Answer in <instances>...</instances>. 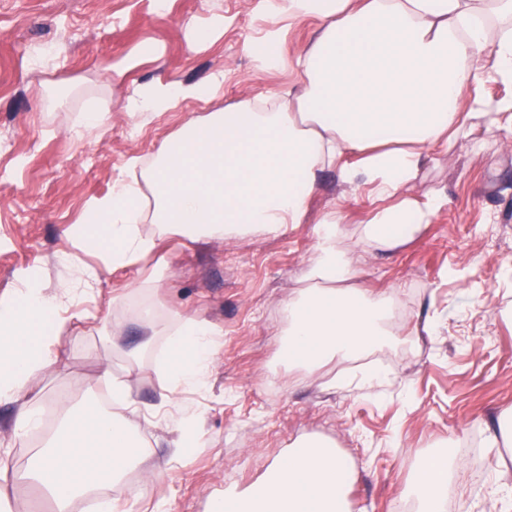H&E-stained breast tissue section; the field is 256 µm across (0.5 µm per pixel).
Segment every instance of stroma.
<instances>
[{"label":"stroma","mask_w":512,"mask_h":512,"mask_svg":"<svg viewBox=\"0 0 512 512\" xmlns=\"http://www.w3.org/2000/svg\"><path fill=\"white\" fill-rule=\"evenodd\" d=\"M259 0H0V295L16 288L21 269L38 271L48 292L78 277L60 266L74 252L67 230L86 202L103 197L131 158H149L188 119L241 99L287 89L294 61L320 21L298 17L280 39L281 63L262 67L246 49L270 23ZM206 40H197L201 30ZM223 73L207 101L182 100L148 122L135 124L127 103L156 80L201 83ZM108 113L105 130H88V109ZM468 137L435 151L407 195L426 202L442 191L448 202L410 242L369 249L360 283L393 292L404 309L397 327L413 349L381 347L361 358H336L317 374L283 365V306L305 285L306 260L315 245V221L334 209L355 231L379 207L368 190L339 185L322 173L308 220L276 238L169 240L136 266L103 272L96 284L94 319L69 323L60 360L32 382L41 406L77 401L88 382L121 360L113 343L133 346L135 325L120 339L112 326L121 309L113 297L146 279L162 261L171 270L149 301L160 309L209 321L218 353L206 388L181 393L198 408L211 439L207 448L175 456L156 424L135 419L155 465L129 483L147 485L138 512H152L158 497L173 512H209L225 492L249 491L271 462L308 437L331 442L348 459L346 489L356 512H413L407 488L428 453L451 457L448 488L467 491L457 457L459 437L484 440L485 493L466 512H496L491 494L512 486V445L498 431L512 409V133L486 131L468 120ZM432 336H413L425 318ZM395 354L389 382L365 396L336 378Z\"/></svg>","instance_id":"35a3bbf8"}]
</instances>
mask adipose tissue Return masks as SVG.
I'll return each mask as SVG.
<instances>
[{"label": "adipose tissue", "instance_id": "adipose-tissue-1", "mask_svg": "<svg viewBox=\"0 0 512 512\" xmlns=\"http://www.w3.org/2000/svg\"><path fill=\"white\" fill-rule=\"evenodd\" d=\"M260 7L272 25L249 51L264 67L280 61L279 21H321L296 59L297 82L285 93L191 119L148 165L130 159L139 178L119 176L110 194L87 201L83 223L70 229L77 248L102 253L103 266L81 265L76 283L59 294L47 292L40 274L23 271L19 288L0 296V404L19 406L9 423L14 438L38 427V407L23 398L32 379L57 364L67 319H88V311L68 307L93 297L103 271L134 266L170 238L281 236L304 222L328 168L385 202L358 227L359 243L397 248L446 201L436 192L421 203L405 188L433 147L458 140L461 113L490 129L512 125V100L465 97L489 73L512 82V0H261ZM222 81L219 74L205 84L159 80L131 97L127 110L144 122L179 101L211 97ZM315 234L307 286L285 304L283 332L285 362L311 373L396 339L392 299L356 285L361 258L346 243L341 214L324 213ZM125 313L137 319L140 340L122 350V375H102L112 384L111 407L94 398L61 403L57 426L23 471L12 470L8 449L0 448V512H11L9 480L39 485L53 512H73L84 498L96 512H135L144 491L126 476L153 464L132 428L141 409L129 379L160 342L164 385L153 415L174 455L207 447L201 415L178 395L207 385L217 353L213 326L173 309L159 316L150 303ZM270 472L276 481L262 499L228 495L213 512H353L346 495L352 473L337 450L300 444ZM409 492L420 512H442L447 457L427 458Z\"/></svg>", "mask_w": 512, "mask_h": 512}]
</instances>
